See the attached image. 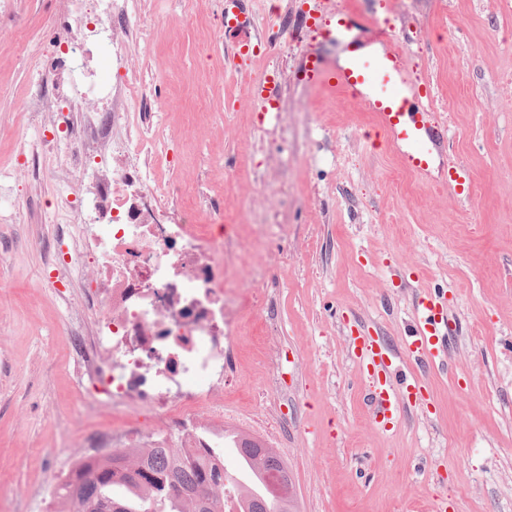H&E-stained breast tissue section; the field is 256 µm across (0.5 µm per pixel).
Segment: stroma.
<instances>
[{
	"label": "stroma",
	"instance_id": "stroma-1",
	"mask_svg": "<svg viewBox=\"0 0 512 512\" xmlns=\"http://www.w3.org/2000/svg\"><path fill=\"white\" fill-rule=\"evenodd\" d=\"M252 31L276 46L231 52L225 0H127L119 30L132 55L117 70L107 40L89 44L69 79L66 109L109 99L118 77L149 112L150 181L186 183L201 223L240 208L255 250L227 243L224 260L250 283L256 254L276 262L266 293L238 321V389L225 429L264 441L287 463L299 512H512V0H237ZM349 9L392 29L412 79L427 87L447 130L443 167L470 177L455 197L443 175L419 180L376 138L371 112L312 86V53L337 58L312 21ZM82 0H0V512H52L48 494L80 444L121 427L112 401L81 409L66 339L88 332L87 272L61 267L70 238L108 223L61 211L63 186L94 179L65 145H43L61 115L39 59L54 35H79ZM273 100L276 116L256 107ZM446 294L453 331L434 361L411 358L418 297ZM378 337L416 374L426 398L377 430L348 335ZM251 414L246 427L238 413Z\"/></svg>",
	"mask_w": 512,
	"mask_h": 512
}]
</instances>
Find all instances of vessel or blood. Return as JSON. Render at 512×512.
<instances>
[{
	"label": "vessel or blood",
	"instance_id": "obj_1",
	"mask_svg": "<svg viewBox=\"0 0 512 512\" xmlns=\"http://www.w3.org/2000/svg\"><path fill=\"white\" fill-rule=\"evenodd\" d=\"M357 25L353 14L340 12L336 23L321 28L325 38L352 45V32ZM224 27L234 32L235 53L249 57L256 53L260 40L249 27L238 23L234 11H225ZM372 42L381 44L377 55H350L345 65H338L312 55L305 66V80L330 91H346L364 103L377 118V126L387 142L396 146L407 168L421 180L432 175L437 152L447 142L432 121L431 101L414 86L406 57L388 27L377 25L370 31ZM447 328L445 299L438 294L421 297L416 307L415 324L409 332L405 349L421 359L436 357L442 350ZM347 344L356 365L368 382L374 414L382 423H391L399 416L410 397L424 391L420 380L398 371L392 357L382 350L374 337L351 336Z\"/></svg>",
	"mask_w": 512,
	"mask_h": 512
}]
</instances>
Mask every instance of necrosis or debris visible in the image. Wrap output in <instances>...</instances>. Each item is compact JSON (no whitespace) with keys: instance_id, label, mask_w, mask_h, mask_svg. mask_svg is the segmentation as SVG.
I'll return each mask as SVG.
<instances>
[{"instance_id":"1","label":"necrosis or debris","mask_w":512,"mask_h":512,"mask_svg":"<svg viewBox=\"0 0 512 512\" xmlns=\"http://www.w3.org/2000/svg\"><path fill=\"white\" fill-rule=\"evenodd\" d=\"M78 120L83 132L70 152L79 169L105 155L116 165L98 190L99 199L112 202L111 222L97 225L65 261L94 271L84 290L91 333L72 337L68 348L91 386L78 402L89 407L94 393H102L153 421L149 431L132 424L101 433L94 449L150 448L169 434L185 448L223 447L225 327L263 291L229 288L224 234L199 223L186 186L171 182L162 189L179 198L177 213L155 206L162 190L126 165L142 142L111 136L126 124V112L103 113L93 99Z\"/></svg>"}]
</instances>
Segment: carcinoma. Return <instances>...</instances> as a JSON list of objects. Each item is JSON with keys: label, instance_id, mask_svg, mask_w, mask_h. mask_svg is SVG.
<instances>
[{"label": "carcinoma", "instance_id": "1", "mask_svg": "<svg viewBox=\"0 0 512 512\" xmlns=\"http://www.w3.org/2000/svg\"><path fill=\"white\" fill-rule=\"evenodd\" d=\"M245 479L214 463L209 448H155L147 457L121 451L110 458H87L52 490L57 512H267L266 479L292 483L288 466L271 448L235 436Z\"/></svg>", "mask_w": 512, "mask_h": 512}]
</instances>
